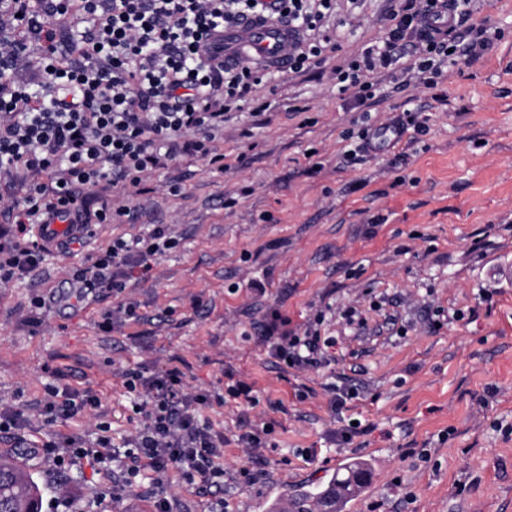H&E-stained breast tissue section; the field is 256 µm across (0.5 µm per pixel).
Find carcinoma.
I'll use <instances>...</instances> for the list:
<instances>
[{"label":"carcinoma","mask_w":512,"mask_h":512,"mask_svg":"<svg viewBox=\"0 0 512 512\" xmlns=\"http://www.w3.org/2000/svg\"><path fill=\"white\" fill-rule=\"evenodd\" d=\"M371 480V470L364 462L345 467L341 478H334L322 488L296 489L284 493V500L271 507V512H315L328 496H333L335 512ZM42 495L34 473L19 464L18 457L0 454V512H41Z\"/></svg>","instance_id":"1"}]
</instances>
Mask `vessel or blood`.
<instances>
[{
    "label": "vessel or blood",
    "instance_id": "1",
    "mask_svg": "<svg viewBox=\"0 0 512 512\" xmlns=\"http://www.w3.org/2000/svg\"><path fill=\"white\" fill-rule=\"evenodd\" d=\"M292 38L287 25L247 20L225 30L224 46L243 57L258 55L284 65Z\"/></svg>",
    "mask_w": 512,
    "mask_h": 512
}]
</instances>
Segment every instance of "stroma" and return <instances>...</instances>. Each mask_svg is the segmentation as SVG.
I'll list each match as a JSON object with an SVG mask.
<instances>
[{"label": "stroma", "mask_w": 512, "mask_h": 512, "mask_svg": "<svg viewBox=\"0 0 512 512\" xmlns=\"http://www.w3.org/2000/svg\"><path fill=\"white\" fill-rule=\"evenodd\" d=\"M388 0H336L332 46L320 64L280 69L256 94L270 102L226 118L223 170L176 163L126 189L123 222L97 228L84 244L51 250L24 280L0 287V401L35 412L46 385L95 394L109 425L112 459L60 470L29 465L42 512H153L154 490L173 512H208L210 495L151 473L122 486L136 421L120 372L162 371L184 361L190 392L223 393L242 380L259 399L201 410L224 434L227 512H269L277 492L322 487L352 462L371 483L342 512H512V0H487L471 21L503 37L431 87H397L377 75L370 107L381 130L420 110L429 130L347 157L361 110L339 95L333 70L379 40ZM151 224L172 225L182 241L148 278L128 282L139 321L103 331L118 302L100 291L78 306L48 307L24 325L33 294L64 288L70 269L96 248ZM264 280L265 294L251 288ZM292 326L325 311L336 339L320 366L282 372L260 337L269 308ZM359 313L349 323L346 308ZM439 311L440 327L426 320ZM356 388L333 414V388ZM356 422L351 443L339 428ZM94 418L32 422L0 434V451L37 448L79 434L95 441ZM272 425L265 479L234 481L251 459L238 437ZM430 449L431 460L419 457Z\"/></svg>", "instance_id": "35a3bbf8"}]
</instances>
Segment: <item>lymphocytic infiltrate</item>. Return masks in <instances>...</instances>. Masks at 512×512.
I'll return each mask as SVG.
<instances>
[{
    "mask_svg": "<svg viewBox=\"0 0 512 512\" xmlns=\"http://www.w3.org/2000/svg\"><path fill=\"white\" fill-rule=\"evenodd\" d=\"M475 8V0H399L384 36L337 67L339 94L353 93L366 106L376 91L369 75L389 69L408 46L422 77L480 56L502 33L471 24ZM334 9L335 0H0V186L26 187L20 198L0 195V214L11 223L0 231V285L26 278L45 260L49 245L37 225H81L73 241L82 243L93 227L124 216L110 190L138 186L174 161L223 162L214 143L225 115L242 111L269 79L259 63L225 59V29L247 19L287 24L295 33L288 67L298 73L320 62ZM179 244L166 224L113 239L87 266L70 271L75 303L106 288L120 301L105 313L103 330L137 320L136 303L122 297L127 282L147 277ZM324 322L320 312L293 329L270 308L262 328L276 365L316 366L336 343L322 335ZM122 377L137 417L126 482L144 470L160 478L174 471L187 484L216 491L211 512H224V435L201 422L199 411L228 398L256 407L252 386L239 381L217 397L191 394L176 366L150 376L128 368ZM99 405L90 393L63 397L50 386L36 414L1 403L0 434L24 430L36 416L55 422ZM97 428L95 443L71 436L42 444L40 453L61 469L106 460L108 427Z\"/></svg>",
    "mask_w": 512,
    "mask_h": 512,
    "instance_id": "lymphocytic-infiltrate-1",
    "label": "lymphocytic infiltrate"
}]
</instances>
